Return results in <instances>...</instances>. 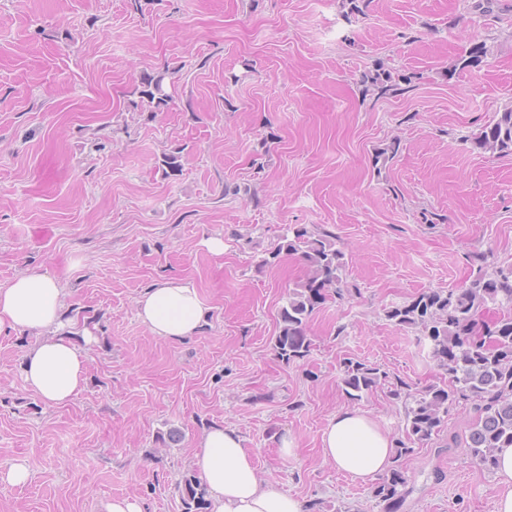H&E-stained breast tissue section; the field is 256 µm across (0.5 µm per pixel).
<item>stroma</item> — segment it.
Returning a JSON list of instances; mask_svg holds the SVG:
<instances>
[{
    "label": "stroma",
    "instance_id": "obj_1",
    "mask_svg": "<svg viewBox=\"0 0 512 512\" xmlns=\"http://www.w3.org/2000/svg\"><path fill=\"white\" fill-rule=\"evenodd\" d=\"M471 2L0 0V284L48 270L89 331L88 381L64 407L23 383L35 335H0V512H101L115 497L184 512L175 483L214 424L319 512H383L372 483L324 462L328 417L354 405L405 439L394 386L448 377L388 311L512 267V152L469 141L512 106V0L495 20ZM476 42L483 63L445 78ZM380 61L409 76L402 93L365 91ZM164 67L172 101L134 110L140 76ZM173 152L182 169L167 177ZM291 227L335 236L346 293L315 310L309 355L286 364L279 312L306 269L264 260ZM166 277L210 306L198 336L167 342L138 320V296ZM350 359L386 374L357 402ZM474 420L454 407L398 460V512H495V474L463 446ZM17 463L22 485L5 478Z\"/></svg>",
    "mask_w": 512,
    "mask_h": 512
}]
</instances>
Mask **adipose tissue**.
<instances>
[{"mask_svg":"<svg viewBox=\"0 0 512 512\" xmlns=\"http://www.w3.org/2000/svg\"><path fill=\"white\" fill-rule=\"evenodd\" d=\"M63 283L45 271H28L0 285V334L32 332L24 353L26 387L45 403H70L87 382V352L68 315ZM211 309L195 284L180 277L156 281L136 301L149 332L179 342L202 332ZM395 441L369 412L340 409L322 431L324 460L352 479L387 471ZM193 465L209 491V512H303L300 502L264 481L236 429L215 425L198 440Z\"/></svg>","mask_w":512,"mask_h":512,"instance_id":"ef3b65f1","label":"adipose tissue"}]
</instances>
